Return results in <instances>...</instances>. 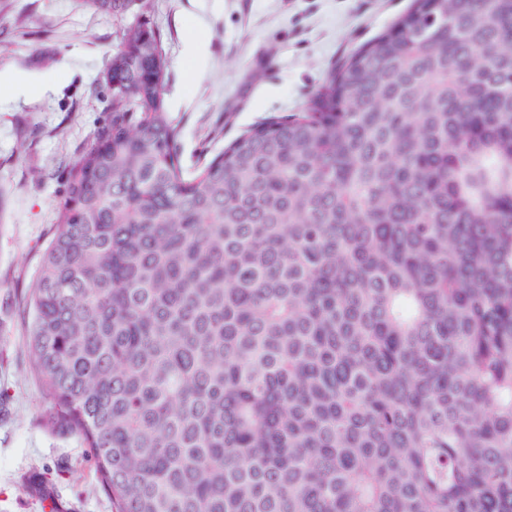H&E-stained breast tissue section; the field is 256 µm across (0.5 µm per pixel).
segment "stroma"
<instances>
[{
  "label": "stroma",
  "instance_id": "1",
  "mask_svg": "<svg viewBox=\"0 0 512 512\" xmlns=\"http://www.w3.org/2000/svg\"><path fill=\"white\" fill-rule=\"evenodd\" d=\"M410 0H150L165 36L166 99L185 167L273 114L299 111L341 57L374 38ZM123 20L82 0H0V74L29 94L0 98V512H50L25 478L38 471L67 512H113L88 450L42 421L26 371L18 298L38 272L66 171L107 119L103 73ZM202 52H187L190 40Z\"/></svg>",
  "mask_w": 512,
  "mask_h": 512
}]
</instances>
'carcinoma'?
Masks as SVG:
<instances>
[{
  "instance_id": "carcinoma-1",
  "label": "carcinoma",
  "mask_w": 512,
  "mask_h": 512,
  "mask_svg": "<svg viewBox=\"0 0 512 512\" xmlns=\"http://www.w3.org/2000/svg\"><path fill=\"white\" fill-rule=\"evenodd\" d=\"M20 303L116 512H512V0H412L187 170L148 0Z\"/></svg>"
}]
</instances>
